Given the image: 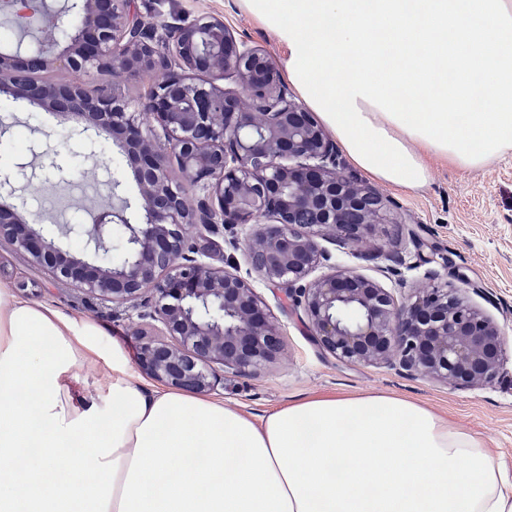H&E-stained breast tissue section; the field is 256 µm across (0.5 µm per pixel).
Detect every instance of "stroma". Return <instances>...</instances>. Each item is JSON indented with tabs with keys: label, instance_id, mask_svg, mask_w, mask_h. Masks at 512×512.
Wrapping results in <instances>:
<instances>
[{
	"label": "stroma",
	"instance_id": "1",
	"mask_svg": "<svg viewBox=\"0 0 512 512\" xmlns=\"http://www.w3.org/2000/svg\"><path fill=\"white\" fill-rule=\"evenodd\" d=\"M143 16L171 25L201 17L221 18L237 40L278 56L277 39L242 14L237 0H134ZM12 122V137L0 144V158L28 155L38 129L57 120L44 109L26 111L0 99V119ZM390 202L387 221L373 226L357 250L375 252L398 247L409 263L404 275L415 287L448 285L463 289L469 300L495 318L512 348V152L488 167L469 171L434 163L428 185L414 193L381 186ZM410 233L399 232L398 221ZM0 284L18 298L100 326L104 353L120 344L135 354L130 324L137 312L104 304L54 282L48 274L16 255L0 241ZM255 288L266 301L284 335L278 359L256 375L225 374L214 392L229 406L255 417L295 400L322 393H385L421 403L448 416L461 430L491 448L495 461L512 477V358L505 377L491 384L457 389L425 377H411L386 366L348 364L315 344L299 315L286 311L285 298L262 281Z\"/></svg>",
	"mask_w": 512,
	"mask_h": 512
}]
</instances>
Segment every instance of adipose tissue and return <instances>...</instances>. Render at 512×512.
<instances>
[{"label":"adipose tissue","instance_id":"adipose-tissue-1","mask_svg":"<svg viewBox=\"0 0 512 512\" xmlns=\"http://www.w3.org/2000/svg\"><path fill=\"white\" fill-rule=\"evenodd\" d=\"M237 2L369 179L415 192L431 160L512 152V0ZM101 334L0 287V512H512L490 448L407 399L318 395L257 419L151 388L118 347L106 392L74 395Z\"/></svg>","mask_w":512,"mask_h":512}]
</instances>
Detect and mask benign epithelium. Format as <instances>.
Here are the masks:
<instances>
[{
  "instance_id": "benign-epithelium-1",
  "label": "benign epithelium",
  "mask_w": 512,
  "mask_h": 512,
  "mask_svg": "<svg viewBox=\"0 0 512 512\" xmlns=\"http://www.w3.org/2000/svg\"><path fill=\"white\" fill-rule=\"evenodd\" d=\"M131 0H69L52 17L62 50L20 44L0 50V96L33 100L46 111L84 122L66 134L38 130L37 170L17 160L0 166V239L54 280L102 302L138 301L151 292L142 321L163 326L168 342L140 328L138 363L175 389L207 392L224 373L256 374L271 363L284 337L252 282L235 264L194 256L189 238L248 226L244 254L257 277L284 292L291 311L323 350L349 364H384L455 388L471 389L503 373L506 336L459 288L414 297L396 249L357 253L383 259L397 277L396 297L374 280L341 271L318 238L354 247L365 228L385 220L386 205L372 186L342 172L334 142L292 97L275 60L237 40L224 22L197 19L176 26L139 21ZM61 62L98 82L90 98L79 86L33 79ZM161 69L164 78L136 101L119 82ZM232 79L223 88L191 77ZM164 139L154 136V126ZM112 137L132 170L138 197L121 195V172L102 169L99 183L118 204L83 224H43L32 198L35 182H67L57 157L72 151L98 167L102 134ZM177 159L172 180L166 160ZM72 238L83 241L71 252ZM319 266L329 272L310 278Z\"/></svg>"
}]
</instances>
